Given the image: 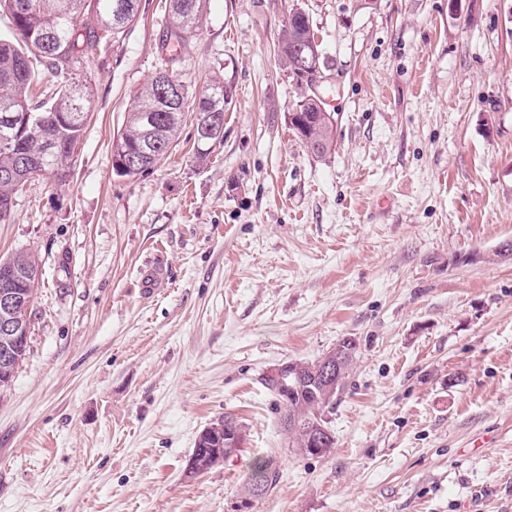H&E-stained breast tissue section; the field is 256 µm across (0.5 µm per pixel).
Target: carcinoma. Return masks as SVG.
I'll use <instances>...</instances> for the list:
<instances>
[{
  "mask_svg": "<svg viewBox=\"0 0 512 512\" xmlns=\"http://www.w3.org/2000/svg\"><path fill=\"white\" fill-rule=\"evenodd\" d=\"M209 0H166V26L161 48L170 60H177L191 47V37L205 19ZM140 0H0V12L9 16L14 31L13 40H0V119L13 117L18 124L28 118L22 148L0 146V206L14 202L23 186L34 179L33 172L22 163L25 155L45 159L43 174L64 185L75 162L83 138L93 97L88 64L108 55L114 43L136 22ZM93 14L95 26L84 23V16ZM284 44L281 63L290 69L312 66L321 61L322 51L309 17L298 11L289 15L288 26L281 33ZM41 66L53 78V90L40 100L32 97L31 86L39 78ZM200 108L223 112L233 100L232 90L218 77L213 78L202 93ZM194 111L188 104L178 111L163 100V87L151 80L133 95L125 117L124 128L113 140V167L121 165L128 155L150 147L154 161L169 150L185 120ZM290 125L302 143L321 157L332 149L336 139V124L330 113L324 112L310 96L301 97L288 114ZM36 283H11L9 290L33 302ZM29 351V344L5 347L0 339V388L13 381L15 373ZM262 385L276 398L282 410L281 426L298 422L296 429L286 430L292 451L309 456L304 451L307 429L312 424L329 426L325 419L336 398L319 401L306 388L302 379L291 382L293 389L281 388L262 378ZM238 433L226 438L219 436L195 441L189 462L201 472L241 451L247 428L237 420ZM278 470L271 459L255 463L243 485L247 492L260 482L272 489Z\"/></svg>",
  "mask_w": 512,
  "mask_h": 512,
  "instance_id": "obj_1",
  "label": "carcinoma"
}]
</instances>
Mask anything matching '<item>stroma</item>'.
Listing matches in <instances>:
<instances>
[{"instance_id": "stroma-1", "label": "stroma", "mask_w": 512, "mask_h": 512, "mask_svg": "<svg viewBox=\"0 0 512 512\" xmlns=\"http://www.w3.org/2000/svg\"><path fill=\"white\" fill-rule=\"evenodd\" d=\"M322 50L297 83L293 10ZM164 0L107 62L66 184L28 183L0 258L38 255L29 352L0 391V512H512V0H210L168 63ZM171 65L233 92L205 164L186 119L149 171L116 176L135 90ZM336 121L314 156L302 95ZM336 446L291 452L261 378L342 338ZM231 413L237 455L199 476V433ZM320 101L321 108L311 96H302L288 114L295 135L308 150L310 146L317 157L330 151L336 139L335 121ZM278 479V470L271 459H262L255 463L251 472L243 485L244 495L248 493L249 489L255 482H261L267 488V491L272 489ZM265 489L262 485L258 484L252 488V497H259L263 495Z\"/></svg>"}]
</instances>
